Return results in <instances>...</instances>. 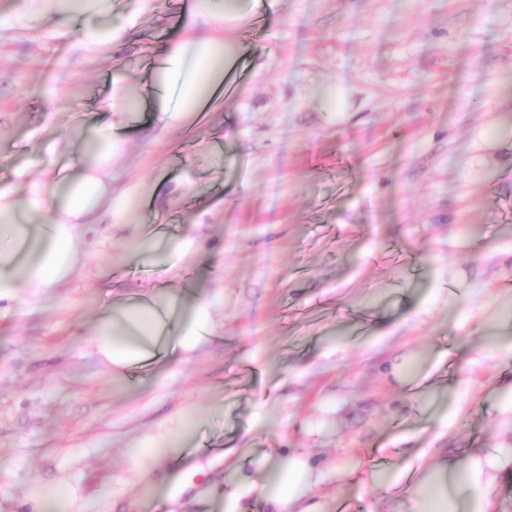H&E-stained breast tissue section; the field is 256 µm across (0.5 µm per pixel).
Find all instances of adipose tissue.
<instances>
[{
    "instance_id": "obj_1",
    "label": "adipose tissue",
    "mask_w": 512,
    "mask_h": 512,
    "mask_svg": "<svg viewBox=\"0 0 512 512\" xmlns=\"http://www.w3.org/2000/svg\"><path fill=\"white\" fill-rule=\"evenodd\" d=\"M245 14L241 6L220 13L213 0H195L186 22L189 36L171 45L155 73L156 109L167 124L185 120L188 113L211 101L236 58L223 39L194 36V29L221 17L235 20ZM119 146L118 139L100 136L93 151L94 164L77 179H55L49 192L33 189L25 211L16 209L9 190L0 189V301L17 300L21 289L47 288L71 275L76 264L73 229L89 223L111 196L109 173ZM49 197L55 202L56 216L47 225L39 216ZM175 320L187 325L182 336L172 334ZM215 331L209 303L187 308L173 295L149 297L113 308L98 328L95 343L112 366L125 368L169 356L177 348L192 349ZM511 466L512 456L497 455L483 461L443 462L424 477L425 482L438 483V501L431 508L418 504L416 512H489L495 480L484 477L483 470ZM312 472L309 460L301 457L274 465L262 484L269 512H285L289 507L314 512L307 503Z\"/></svg>"
}]
</instances>
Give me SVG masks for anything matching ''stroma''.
<instances>
[{"instance_id": "1", "label": "stroma", "mask_w": 512, "mask_h": 512, "mask_svg": "<svg viewBox=\"0 0 512 512\" xmlns=\"http://www.w3.org/2000/svg\"><path fill=\"white\" fill-rule=\"evenodd\" d=\"M192 4L112 0V51L0 0L18 204L78 173L113 80L135 105L123 223L100 208L71 277L0 303V512H268L263 470L291 455L319 512H411L423 469L512 449V0L256 9L220 30L232 94L166 127L148 88ZM168 293L211 303L217 335L112 368L106 312Z\"/></svg>"}]
</instances>
